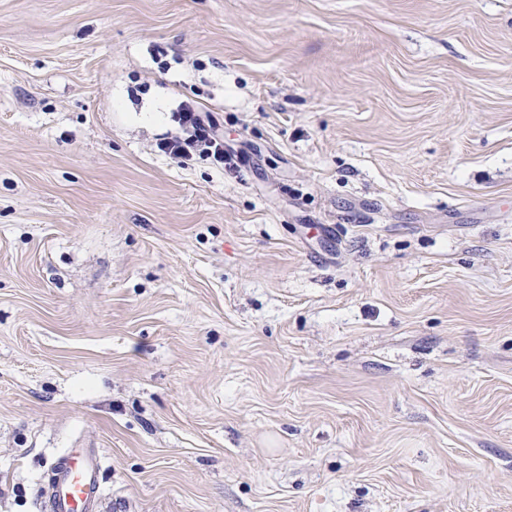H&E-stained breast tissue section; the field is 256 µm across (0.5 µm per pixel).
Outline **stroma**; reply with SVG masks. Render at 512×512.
Segmentation results:
<instances>
[{
  "label": "stroma",
  "instance_id": "1",
  "mask_svg": "<svg viewBox=\"0 0 512 512\" xmlns=\"http://www.w3.org/2000/svg\"><path fill=\"white\" fill-rule=\"evenodd\" d=\"M65 448L107 512H512V0H0V512ZM176 114L179 130L167 134L157 142L159 152L179 163H185L194 154H200L211 158L216 165L228 169H235L243 164L242 157L224 149L223 136L210 123H206L193 106L185 104Z\"/></svg>",
  "mask_w": 512,
  "mask_h": 512
}]
</instances>
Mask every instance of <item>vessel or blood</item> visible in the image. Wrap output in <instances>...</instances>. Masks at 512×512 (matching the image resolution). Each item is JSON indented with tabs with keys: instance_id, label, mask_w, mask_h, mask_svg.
<instances>
[{
	"instance_id": "1",
	"label": "vessel or blood",
	"mask_w": 512,
	"mask_h": 512,
	"mask_svg": "<svg viewBox=\"0 0 512 512\" xmlns=\"http://www.w3.org/2000/svg\"><path fill=\"white\" fill-rule=\"evenodd\" d=\"M100 459L83 448H68L54 461L53 477L44 487L42 512H102Z\"/></svg>"
}]
</instances>
